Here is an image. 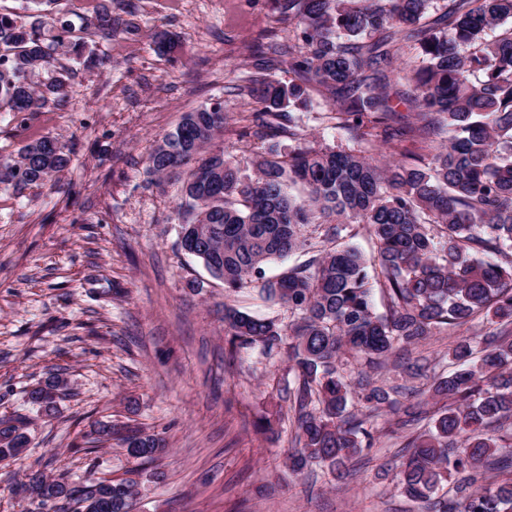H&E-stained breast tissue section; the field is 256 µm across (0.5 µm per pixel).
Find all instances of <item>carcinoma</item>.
<instances>
[{"label":"carcinoma","instance_id":"carcinoma-1","mask_svg":"<svg viewBox=\"0 0 512 512\" xmlns=\"http://www.w3.org/2000/svg\"><path fill=\"white\" fill-rule=\"evenodd\" d=\"M288 41L270 48L288 58L297 81L256 68L246 94L258 104L248 116L266 144L248 174L226 140L222 103L185 113L148 157L153 184H180L176 207L181 244L200 258L230 295L256 283L288 321L259 319L224 304L230 356L279 355L291 380L284 388L294 413V448L287 467L299 474L318 466L333 480L371 448L378 434L419 421L395 463L401 494L427 512H512V0H285ZM49 22L0 15V104L38 112L67 95L68 75L35 80L67 50L96 63L70 28L45 34ZM106 6L95 34L112 37ZM419 50L406 73V97L388 92L403 50ZM314 85L336 126L362 145L381 129L382 149L331 147L307 139L294 110ZM415 112L406 130L392 128L394 102ZM446 134L437 140V135ZM289 141L288 147L281 140ZM69 158L44 137L0 161V183L16 190L43 184ZM299 187L304 195L291 194ZM363 226L376 241L368 259L343 232ZM323 229L332 247L309 251L300 265L273 279L265 265L308 246L304 229ZM386 301L374 308L373 286ZM475 320L489 325L483 355L463 338L446 356L450 375L432 377L430 409L409 400L410 388L363 374H344V359L373 370L394 350ZM66 387L50 373L29 393L53 416ZM365 412L349 409L353 400ZM390 413L397 416L383 422ZM129 457L152 462L162 438L138 429L122 438ZM29 446L20 419H0V461L20 459ZM34 505L58 512H131L135 481L100 478L77 487L43 469L16 483Z\"/></svg>","mask_w":512,"mask_h":512}]
</instances>
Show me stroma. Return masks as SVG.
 <instances>
[{
  "instance_id": "stroma-1",
  "label": "stroma",
  "mask_w": 512,
  "mask_h": 512,
  "mask_svg": "<svg viewBox=\"0 0 512 512\" xmlns=\"http://www.w3.org/2000/svg\"><path fill=\"white\" fill-rule=\"evenodd\" d=\"M112 15L111 42L82 35L100 66L58 56L71 73L63 106L0 110V155L51 137L70 158L45 184L0 185V418L24 416L31 440L22 459L0 463V512H28L15 484L45 463L75 483L136 480L134 512H418L385 467L396 436L354 457L345 486L319 468L289 474L291 424L253 428L287 364L253 351L228 359L223 321L228 301L258 318L286 312L252 286L225 299L181 246L177 186L148 182V155L186 112L223 103L249 137L239 88L286 35L277 0H114ZM163 32L182 44L174 56L155 51ZM309 97L297 112L307 136L346 142L318 93ZM51 371L70 388L48 419L28 393ZM106 421L159 435L165 452L141 464L116 445L87 447Z\"/></svg>"
}]
</instances>
